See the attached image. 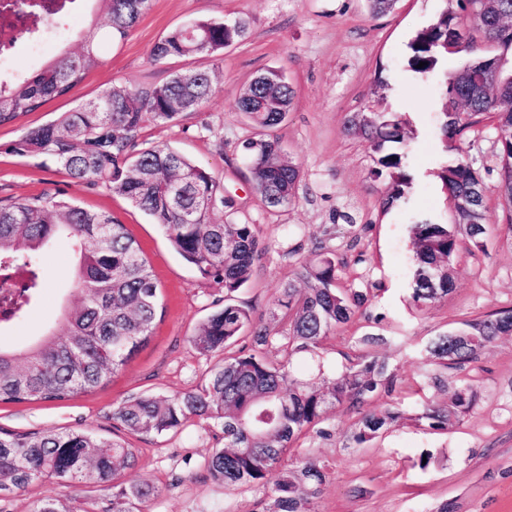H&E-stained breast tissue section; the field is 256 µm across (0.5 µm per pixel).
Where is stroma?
Returning a JSON list of instances; mask_svg holds the SVG:
<instances>
[{"mask_svg":"<svg viewBox=\"0 0 512 512\" xmlns=\"http://www.w3.org/2000/svg\"><path fill=\"white\" fill-rule=\"evenodd\" d=\"M446 6V0H397L391 12L375 16L367 0H151L126 38L102 43L100 64L68 95L0 125V199L18 201L60 191L84 208L109 212L127 225L152 266L161 305L147 343L109 383L65 400L0 403V428L16 433L79 428L104 439L120 436L124 430L113 420V408L142 394L170 397L195 389L213 365V358L199 354L190 338L223 305V286L202 279L175 252L163 230L124 197L106 186L71 179L53 162L10 153L7 147L109 86L145 90L195 67L191 58L150 61L151 47L170 30L200 18L242 20L245 36L210 62L216 79L208 102L175 123L145 127L141 139L168 146L209 171L234 200L233 208L222 213L225 221L258 226L267 251L237 297L265 322L277 313L274 300L281 288L295 279L301 263L312 259L313 240L335 230L332 245L348 258L349 283L370 289L373 299L361 317L330 335L322 356L328 366L337 367L344 355L361 352L364 334L389 336L378 352L388 359L396 387L371 400L369 407L378 411L397 403L407 413L406 420L371 446L359 448L353 441L357 414L336 409L325 423L331 437L301 435L285 455V465H298L308 456L326 465L328 478L316 512H436L443 503L453 512H512V336L454 370L451 386L442 389L429 380L431 367L421 354L443 331L512 307V244L504 239L492 122L472 128L464 150L483 178L493 233L484 250L465 251L457 258L447 297L425 311L410 299L411 226L421 217L449 222L451 206L436 177L446 159L439 133L441 87L437 78L408 70V44ZM91 19L105 25V9L97 8L91 17L56 20L47 43L17 46L0 60V68L27 75L61 50L79 51L80 31ZM269 68L283 70L295 92L278 134L301 167V181L294 204L282 209L267 206L252 188L241 144L254 130L235 108L251 79ZM353 112L402 113L414 129L406 148L413 185L390 211L379 206L384 182L371 176L370 151L343 130ZM75 262L68 240L50 246L41 258L45 287L37 307L0 334V341L27 343L58 316L62 305L77 303ZM460 384L472 385L476 392L475 405L460 424L445 431L413 425V415L425 405L446 404ZM128 441L137 448L138 460L123 474V483L149 484L157 490L146 512H264L269 503L262 492H228L213 481L206 460L224 441L212 422L192 417L177 431L132 435ZM425 455L431 461L423 469L419 460ZM46 496L80 498L92 512H103L112 501V489L45 479L0 497V512H30L33 501Z\"/></svg>","mask_w":512,"mask_h":512,"instance_id":"stroma-1","label":"stroma"}]
</instances>
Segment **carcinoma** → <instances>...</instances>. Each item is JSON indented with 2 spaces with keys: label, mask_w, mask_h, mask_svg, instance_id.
<instances>
[{
  "label": "carcinoma",
  "mask_w": 512,
  "mask_h": 512,
  "mask_svg": "<svg viewBox=\"0 0 512 512\" xmlns=\"http://www.w3.org/2000/svg\"><path fill=\"white\" fill-rule=\"evenodd\" d=\"M109 14L106 30L91 26L81 36L80 51L66 55L17 81L0 84V125L61 97L100 61L103 42L123 39L148 9L150 0H98ZM437 20L409 43L407 67L420 75L440 77L445 88L441 135L452 153L438 172L452 204V222L423 219L412 225L415 256L411 300L424 310L448 295L453 263L464 251L479 248L489 232L484 184L465 157L464 133L489 120L498 130L499 192L503 220L512 238V73H495L472 35L458 41V30L472 22L487 46L512 50V0H448ZM246 24L196 19L159 39L150 60L207 59L242 39ZM463 59L448 70V56ZM425 66L418 67L419 63ZM214 92V71L206 65L172 74L147 91L113 85L100 96L31 131L11 151L54 162L72 179L102 183L162 227L175 251L199 275L224 285V306L212 312L191 338L194 349L220 360L195 391L157 399L141 395L119 404L112 413L124 430L141 435L178 430L195 416L219 425L224 445L208 458L211 477L226 490L264 489L266 512H315L314 499L325 483L324 465L308 458L295 467L281 465L287 449L338 406L359 414L354 439L371 442L400 419L388 407L367 409L368 401L391 393L394 375L376 349L388 338L361 337L362 352L346 357L334 372L321 356L335 330L363 314L366 288L341 283L347 259L322 240L312 242L315 258L296 273L302 283L281 290L276 307L285 310L278 334L253 316V307L234 298L247 286L266 253L254 224L226 223L215 211L226 207L214 176L184 155L164 146L145 147L139 134L148 125L175 121L193 112ZM293 90L283 71L267 69L256 76L235 103L255 130L243 143L253 190L268 206L290 204L301 179L299 164L287 158L275 130L288 118ZM345 131L362 139L374 155V178L388 183L380 206L389 210L412 188L404 164L409 121L394 112H354ZM62 235L80 242L74 281L79 303L67 307L39 336L21 346L0 341V403L64 400L106 385L148 340L159 309L160 288L151 265L125 225L106 211L88 210L56 192L5 203L0 200V284L19 279L17 294L0 296V332L25 317L36 305L43 277L39 257ZM468 339L455 343L448 330L432 338L426 358L448 371L474 362L503 336H512V307L496 309L463 323ZM474 393L458 387L443 407H428L418 416L431 430H446L472 409ZM137 462L136 449L118 436L96 437L85 429L12 433L0 429V497L45 478L71 484H112L110 512H143L156 493L149 485L123 486L120 476ZM32 512H76L53 497L34 503Z\"/></svg>",
  "instance_id": "1"
}]
</instances>
